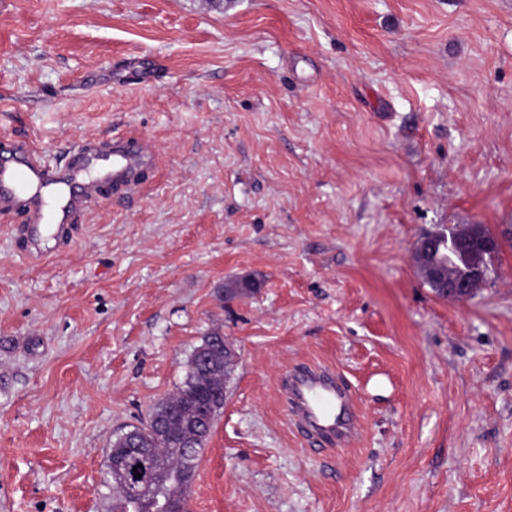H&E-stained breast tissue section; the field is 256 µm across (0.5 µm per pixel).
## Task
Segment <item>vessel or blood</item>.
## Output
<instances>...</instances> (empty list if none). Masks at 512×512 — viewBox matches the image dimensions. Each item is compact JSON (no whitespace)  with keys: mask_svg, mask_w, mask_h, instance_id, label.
I'll return each instance as SVG.
<instances>
[{"mask_svg":"<svg viewBox=\"0 0 512 512\" xmlns=\"http://www.w3.org/2000/svg\"><path fill=\"white\" fill-rule=\"evenodd\" d=\"M154 146L145 138L87 140L65 156L63 168L44 164L26 142L0 153V209L26 216L27 239L54 234L69 244V228L106 188L132 191L151 165ZM350 389L320 367H301L287 378L288 411L310 445L347 446L358 428L349 417Z\"/></svg>","mask_w":512,"mask_h":512,"instance_id":"b4317fda","label":"vessel or blood"}]
</instances>
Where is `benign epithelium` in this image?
Masks as SVG:
<instances>
[{"label":"benign epithelium","mask_w":512,"mask_h":512,"mask_svg":"<svg viewBox=\"0 0 512 512\" xmlns=\"http://www.w3.org/2000/svg\"><path fill=\"white\" fill-rule=\"evenodd\" d=\"M499 237L484 224H440L415 242L410 251L412 263L427 279L437 295L456 302L472 299L490 279ZM466 252V265L459 267L441 261L438 248ZM224 352V369L234 372L238 356L221 335L210 338L209 347L200 350L201 361L210 362V353Z\"/></svg>","instance_id":"benign-epithelium-1"}]
</instances>
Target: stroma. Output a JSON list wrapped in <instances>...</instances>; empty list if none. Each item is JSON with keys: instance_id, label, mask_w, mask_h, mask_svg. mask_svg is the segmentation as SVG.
Segmentation results:
<instances>
[{"instance_id": "stroma-1", "label": "stroma", "mask_w": 512, "mask_h": 512, "mask_svg": "<svg viewBox=\"0 0 512 512\" xmlns=\"http://www.w3.org/2000/svg\"><path fill=\"white\" fill-rule=\"evenodd\" d=\"M128 133L154 166L70 247L0 212V512H105L111 439L213 333L190 512H512V239L466 302L409 258L512 224V0H0V148ZM303 363L352 385L349 445L291 425Z\"/></svg>"}]
</instances>
